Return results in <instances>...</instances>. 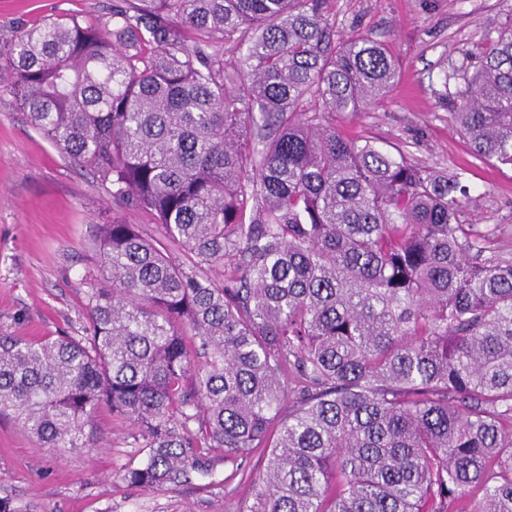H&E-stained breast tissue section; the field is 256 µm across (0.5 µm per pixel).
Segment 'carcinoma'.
Instances as JSON below:
<instances>
[{"label": "carcinoma", "instance_id": "1", "mask_svg": "<svg viewBox=\"0 0 512 512\" xmlns=\"http://www.w3.org/2000/svg\"><path fill=\"white\" fill-rule=\"evenodd\" d=\"M328 2L117 0L0 38V94L159 229L92 237L82 335L0 336V417L89 448L107 407L145 489L266 448L238 512H512V257L459 177L336 129L398 71ZM444 87L512 165V26Z\"/></svg>", "mask_w": 512, "mask_h": 512}]
</instances>
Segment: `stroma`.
<instances>
[{
	"label": "stroma",
	"instance_id": "obj_1",
	"mask_svg": "<svg viewBox=\"0 0 512 512\" xmlns=\"http://www.w3.org/2000/svg\"><path fill=\"white\" fill-rule=\"evenodd\" d=\"M113 0H0V36L59 15L104 21ZM340 38L388 42L400 77L364 112L337 114L347 136L460 175L470 192L463 223L494 229L491 248L512 253V166L475 160L441 104L445 73L461 69L499 35L512 0H332ZM112 199L0 94V336L80 335L94 260L91 236L111 221ZM95 447L46 448L0 418V495L36 512H237L249 497L248 474L216 464L217 484L198 477L161 490L131 487L119 473L139 460L130 424L108 409L96 416Z\"/></svg>",
	"mask_w": 512,
	"mask_h": 512
}]
</instances>
